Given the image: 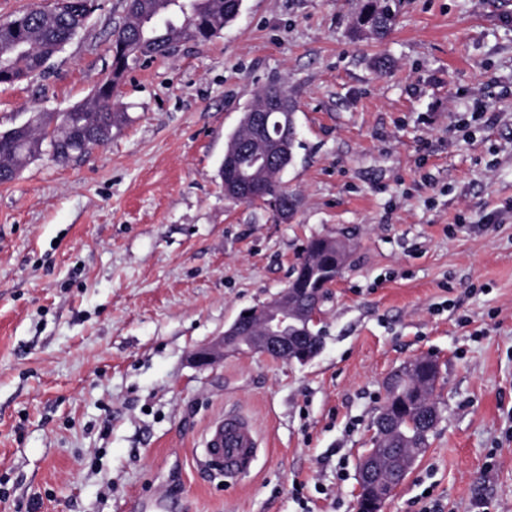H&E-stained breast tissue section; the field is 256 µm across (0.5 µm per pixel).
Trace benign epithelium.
I'll use <instances>...</instances> for the list:
<instances>
[{"mask_svg":"<svg viewBox=\"0 0 512 512\" xmlns=\"http://www.w3.org/2000/svg\"><path fill=\"white\" fill-rule=\"evenodd\" d=\"M252 121L254 127L260 128L264 138V141L257 143L252 155V165L258 170L269 165L272 157L283 147L288 137L287 130L292 124L282 122L280 128L271 130L266 124L259 125L255 117ZM224 173V195L228 198L246 196L268 207L279 221L286 223L291 220L292 211L284 209L279 201L267 198L262 183L247 181L239 176L237 151H225ZM318 306L317 301L303 303L298 297V289L288 287L265 302L260 309L240 313L223 335L193 351L191 362L205 369L223 361L224 352L231 349L276 357L284 355L290 362L307 363L321 350V347L309 341V323L317 321ZM414 363L413 359L408 361L384 383L386 396L395 401V406L381 409L375 421L376 442L390 437L393 430L392 413L402 410L404 405L413 406L427 426L435 427L439 419L433 398L413 374ZM422 452L423 449L412 445L392 460L381 455L379 448H372L359 466L356 512H384L392 494L391 474L410 469Z\"/></svg>","mask_w":512,"mask_h":512,"instance_id":"7a95c632","label":"benign epithelium"}]
</instances>
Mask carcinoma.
<instances>
[{
	"label": "carcinoma",
	"mask_w": 512,
	"mask_h": 512,
	"mask_svg": "<svg viewBox=\"0 0 512 512\" xmlns=\"http://www.w3.org/2000/svg\"><path fill=\"white\" fill-rule=\"evenodd\" d=\"M171 0H127L124 22L112 32V75L129 68L130 63L146 58L166 57L173 45L190 38L204 45L220 33L224 26L238 16L242 0H195V15L190 19L168 16ZM389 11L388 0H363L354 20L359 35L386 36L392 29L394 17L384 18ZM18 34H12V22L0 24V71L7 70L10 77L0 84L21 81L43 69L48 60L60 52L82 30L88 20L84 6H71L59 16H46L38 8L22 15ZM23 43L24 53L16 50ZM249 113L242 114L237 128L228 136L226 148H243L252 139ZM128 120L127 113L112 100L108 90V77L96 83L91 97L68 112L52 114L34 112L23 127L18 126L0 133V183H8L52 143L61 163L82 159L78 150L79 138L89 132L105 134V142L112 140V131L120 129ZM297 136L288 138L286 151L279 160L278 169L265 175L266 193L282 204L295 201L293 193L282 179L291 164ZM336 259L324 247L322 238L309 239L295 268V280L309 284V295L325 300L329 296L330 280L324 278L326 267ZM397 431L392 435L389 453L398 454V447L422 442L416 420L404 412L395 420Z\"/></svg>",
	"instance_id": "carcinoma-1"
}]
</instances>
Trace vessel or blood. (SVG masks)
<instances>
[{
    "instance_id": "vessel-or-blood-1",
    "label": "vessel or blood",
    "mask_w": 512,
    "mask_h": 512,
    "mask_svg": "<svg viewBox=\"0 0 512 512\" xmlns=\"http://www.w3.org/2000/svg\"><path fill=\"white\" fill-rule=\"evenodd\" d=\"M259 451V435L252 420L230 407L213 417L205 428L202 467L231 486L250 473Z\"/></svg>"
}]
</instances>
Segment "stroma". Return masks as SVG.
Returning a JSON list of instances; mask_svg holds the SVG:
<instances>
[{
  "mask_svg": "<svg viewBox=\"0 0 512 512\" xmlns=\"http://www.w3.org/2000/svg\"><path fill=\"white\" fill-rule=\"evenodd\" d=\"M126 0H97L41 75L0 85V132L85 101ZM242 0L208 44L126 73L105 147L0 184V512H356L383 383L440 364V418L385 512H512V0ZM297 100L289 223L224 196L255 91ZM488 101L487 119L472 116ZM348 243L305 364L190 354L287 288L311 237ZM264 447L232 488L197 466L224 407ZM389 10L387 0H363L362 8L354 20L356 33L359 35H373L378 38L386 36L394 24V14L386 18L384 23L378 25V22Z\"/></svg>",
  "mask_w": 512,
  "mask_h": 512,
  "instance_id": "1",
  "label": "stroma"
}]
</instances>
